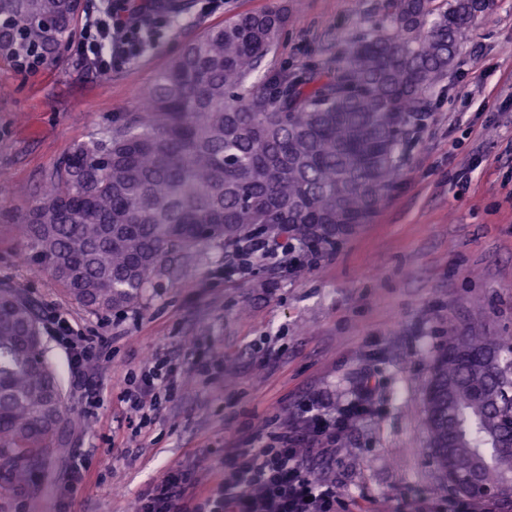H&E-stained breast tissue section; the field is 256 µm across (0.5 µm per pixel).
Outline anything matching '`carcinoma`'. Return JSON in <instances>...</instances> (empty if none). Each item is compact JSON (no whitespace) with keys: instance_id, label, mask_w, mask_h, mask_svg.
Listing matches in <instances>:
<instances>
[{"instance_id":"1","label":"carcinoma","mask_w":512,"mask_h":512,"mask_svg":"<svg viewBox=\"0 0 512 512\" xmlns=\"http://www.w3.org/2000/svg\"><path fill=\"white\" fill-rule=\"evenodd\" d=\"M77 0H0V65L13 49L55 63L77 35ZM289 22L272 6L242 13L188 42L158 72L149 108L74 146L20 225L23 253L77 303L138 304L171 253L202 244L285 235L336 243V227L385 205L401 173L405 128L448 75L469 0H385L384 14L327 71L253 81ZM512 341L448 330L423 412L431 458L482 461L481 483L512 506ZM74 425L47 357L38 313L0 285V474L29 483L59 434ZM456 500L481 506L464 471Z\"/></svg>"}]
</instances>
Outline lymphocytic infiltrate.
Returning <instances> with one entry per match:
<instances>
[{"label": "lymphocytic infiltrate", "mask_w": 512, "mask_h": 512, "mask_svg": "<svg viewBox=\"0 0 512 512\" xmlns=\"http://www.w3.org/2000/svg\"><path fill=\"white\" fill-rule=\"evenodd\" d=\"M172 7L159 0H113L112 29H96L90 41L81 42L79 51L89 68L106 72L140 49L135 31L151 17L172 14ZM50 330L61 336L70 354L75 380L82 381L87 365L103 354L105 342L98 336L75 332L63 315L51 316ZM170 370L156 355H148L138 384L126 393L133 413L154 408ZM369 396L345 410L330 413L323 399H313L294 424H280L272 434L255 432L247 447L228 448L224 457L229 465L224 482L214 497L197 500L185 494L190 478L169 472L153 493L139 501L137 512H336L339 493L335 484L315 477L308 466L311 459L329 454L349 420L366 414Z\"/></svg>", "instance_id": "lymphocytic-infiltrate-1"}]
</instances>
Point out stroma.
I'll return each instance as SVG.
<instances>
[{"mask_svg":"<svg viewBox=\"0 0 512 512\" xmlns=\"http://www.w3.org/2000/svg\"><path fill=\"white\" fill-rule=\"evenodd\" d=\"M276 1L290 21L267 76L333 66L381 20L384 2L178 0L153 45L109 72L88 70L71 51L33 72L0 68V283L107 343L87 369L100 396L92 410L69 351L47 336L77 423L29 485L0 479V512H132L172 469L209 495L225 449L244 444L254 423L298 414L319 393L345 406L365 377L369 414L335 457L313 465L339 488L337 512L448 505L421 416L432 360L453 327L512 336V0H492L424 101L387 203L334 247L305 249L292 265L284 256L243 264L233 247L203 245L189 259L169 256L140 304L102 313L22 257L20 219L68 150L122 122L191 39ZM152 352L175 389L141 419L125 389Z\"/></svg>","mask_w":512,"mask_h":512,"instance_id":"1","label":"stroma"}]
</instances>
